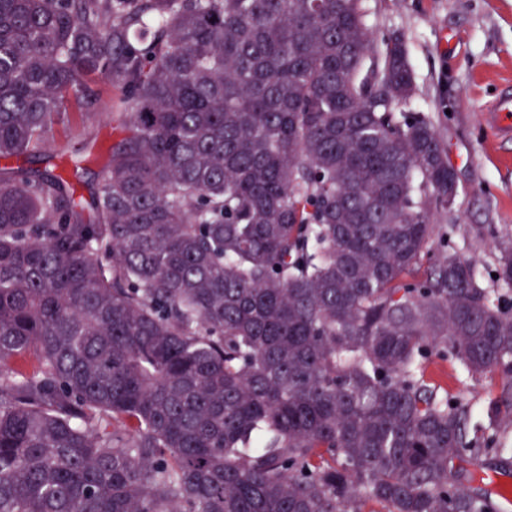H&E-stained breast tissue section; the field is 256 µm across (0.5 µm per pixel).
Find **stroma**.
Instances as JSON below:
<instances>
[{"instance_id":"obj_1","label":"stroma","mask_w":512,"mask_h":512,"mask_svg":"<svg viewBox=\"0 0 512 512\" xmlns=\"http://www.w3.org/2000/svg\"><path fill=\"white\" fill-rule=\"evenodd\" d=\"M375 41L405 38L416 94L414 107L430 113L448 149L458 196L439 224H489L512 232V141H494L484 107L512 83V0H365ZM95 121L67 132L56 129L51 150L67 156L88 144L93 157L85 178L97 182L113 145L126 135L110 114L113 88L98 80Z\"/></svg>"}]
</instances>
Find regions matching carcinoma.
Wrapping results in <instances>:
<instances>
[{
	"mask_svg": "<svg viewBox=\"0 0 512 512\" xmlns=\"http://www.w3.org/2000/svg\"><path fill=\"white\" fill-rule=\"evenodd\" d=\"M364 0H0V512H499L512 235L481 270ZM38 366L24 368L27 356ZM459 365L495 395L480 424ZM127 135L122 120L116 114H106L92 123L79 125L71 133L56 127L51 151L65 158L75 147L87 143L94 161L88 164L85 180L97 184L99 173L112 154V146Z\"/></svg>",
	"mask_w": 512,
	"mask_h": 512,
	"instance_id": "1",
	"label": "carcinoma"
}]
</instances>
